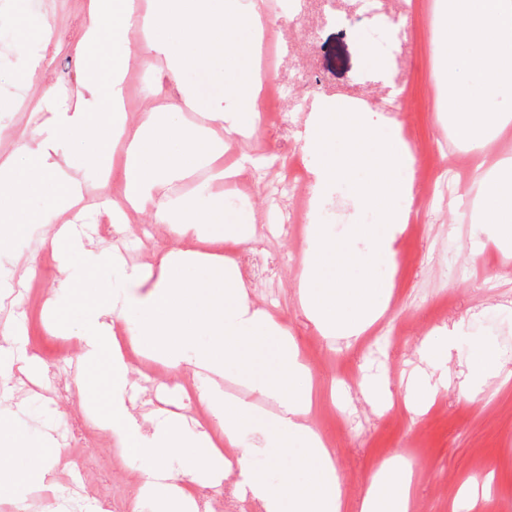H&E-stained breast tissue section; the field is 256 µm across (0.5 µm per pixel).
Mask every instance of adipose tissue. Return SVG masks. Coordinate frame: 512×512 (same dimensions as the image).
<instances>
[{"label":"adipose tissue","instance_id":"ef3b65f1","mask_svg":"<svg viewBox=\"0 0 512 512\" xmlns=\"http://www.w3.org/2000/svg\"><path fill=\"white\" fill-rule=\"evenodd\" d=\"M443 20L436 45L440 62L458 65L465 80H449L441 95V109L460 144L489 139L512 122V0H442ZM84 47L110 43L112 68L108 80L85 70L75 98L47 87L39 108L45 119L22 134L24 165L0 163V246L6 230L31 221L50 223L79 209L84 184L79 175L87 168L106 170L114 182L124 184L123 196L113 198L114 218L149 202L156 223L167 225L172 237L192 234L216 245H241L254 240L256 228L236 216L224 197L200 188L185 196L174 193L175 183L202 166H210L214 179L227 177L220 164L224 145L212 136L213 125L225 132L253 131L260 119V44L271 23L260 0L238 11L233 0H153L144 11L128 0H88ZM246 28L250 39L230 38L231 30ZM144 39L145 51L159 60L178 91L173 110L160 107L141 113L136 125L121 115L129 57V35ZM223 61L235 74L224 92L236 107L224 111L220 101L206 98L197 86L182 83L191 67L203 69ZM500 101L499 111L481 104ZM182 112L195 115L193 123L179 120ZM74 147L59 153L60 142ZM123 146V165L112 163L116 146ZM479 184H491L476 212L482 225H493L496 235L512 243V164L478 174ZM39 194L44 209L32 217L28 196ZM51 249L59 263L60 291L53 301L58 330H70L73 314L85 318L74 333L79 360L101 372L112 391L103 414L131 458L154 459L152 469L141 472L140 488L152 498L155 512H195L197 472H206L212 487L231 481L241 499L260 512H412L414 476L411 466L392 457L372 472L356 505H349L336 473V451L319 428L309 421L313 403L310 371L287 328L269 311L251 300L232 261L216 254L167 250L155 266L121 267L128 287L145 288L141 297L114 296L94 276L97 262H109L108 252H92L88 242L70 235L54 236ZM132 319L126 334L132 347L147 349L169 367H191L208 384L193 400L206 406L211 419L189 429L185 417L173 413L158 420L137 417L123 393L128 365L112 331L116 322ZM71 331V330H70ZM211 343L198 344L200 335ZM235 366L247 396L228 399L220 381L227 366ZM469 385L459 388L458 400L471 403L483 394L490 380L499 378L496 350L488 348L470 363ZM36 363L25 351L16 325H0V380L35 372ZM271 404L260 412L255 402ZM257 429L262 446L242 442L246 430ZM0 491L45 485L50 459L59 448L48 438H31L17 431L11 419L0 415ZM234 449L227 457L226 449ZM263 452L270 461L294 455L286 480L271 482L252 460Z\"/></svg>","mask_w":512,"mask_h":512}]
</instances>
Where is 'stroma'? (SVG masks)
<instances>
[{
    "instance_id": "obj_1",
    "label": "stroma",
    "mask_w": 512,
    "mask_h": 512,
    "mask_svg": "<svg viewBox=\"0 0 512 512\" xmlns=\"http://www.w3.org/2000/svg\"><path fill=\"white\" fill-rule=\"evenodd\" d=\"M412 2L403 16L407 38L393 60L389 86L376 80L371 66L372 56H383L386 42L372 18L357 16L349 26L323 23L320 0H303L300 22L277 15L264 51L269 77L287 84L308 78L314 85L302 97L290 90L282 120L263 117L255 136H225V165L233 166L247 155H265L308 169L312 161L303 156L299 140L306 116L292 106L330 97L361 104L381 125L394 115L406 122L422 181L456 170L469 150L453 143L448 115L440 110L439 92L447 84V74L434 54L439 32L434 0ZM45 15L56 31L54 41L42 49L45 67L31 80L18 83L19 33L34 29ZM84 17L82 0H0V101L25 103L20 110L0 112V160L12 150L11 136L38 122L30 106L48 86L75 90L85 63ZM126 51L132 75L125 86V107L127 121L133 124L146 106V85L161 87L156 98L160 104L169 102L175 92L158 63L146 55L139 37L130 38ZM237 180L244 193L226 192V204L247 212L260 231L255 240L234 247L228 255L240 267L263 265V277L246 280L245 286L253 301L288 327L312 371L323 400L313 408L311 419L336 450V471L346 499L362 495L382 459L401 455L410 459L414 470L417 512H451L465 480L489 475L496 489L485 512H504L505 503L512 502V384L502 389L490 383L481 400L470 406L458 403L454 393L470 358L482 347L498 350L504 371L512 372V254H505L491 232L474 227L475 204L484 194L483 187L469 183L466 205L458 212L449 211L448 200L441 195L415 206L410 223L395 242V268H378L381 278L392 280L393 296L383 318L368 332L373 341L368 350L360 340L348 344L322 335L302 308L298 291L307 248L305 225H289L270 237L262 233L263 211L277 174L251 167ZM356 198L346 184L330 188L320 220L333 238L350 237L352 224L374 223V214L357 205ZM85 205L80 231L118 251L127 264L154 263L160 252L173 248L212 250L205 240L173 239L165 225L155 223L148 207L129 211L125 229L105 234L111 216L97 208L94 198H87ZM54 230L51 224L28 225L26 236L0 250V268L21 279L23 295L20 307L0 313L22 319L25 348L41 367L39 377L22 380L0 405L15 411L17 421L33 436L48 435L57 441L61 429L70 427L76 437L89 434L95 445L82 447L76 437L66 441L63 461L50 470L49 490L25 487L1 493L0 512H45L50 504H65L75 485L83 491L78 512H154L153 502L140 495L135 483L140 471L153 466V459L122 456L111 429L96 421L107 395L90 402L73 390L65 407L53 396L56 378L70 379L78 360L74 339L53 333L48 326L58 284L57 263L48 245ZM400 321L407 324L406 335L390 339L389 329ZM446 329L459 336V346L449 355L422 359L424 342ZM127 363L126 401L136 414L157 418L176 410L179 396L194 392L200 383L192 371L169 370L139 349L129 350ZM348 367L385 377L392 405L366 399L359 388L334 386V379ZM417 367L448 377L449 389L436 399L437 409L429 415H412L404 403L406 379ZM115 467L124 470V482L112 483L110 472Z\"/></svg>"
}]
</instances>
